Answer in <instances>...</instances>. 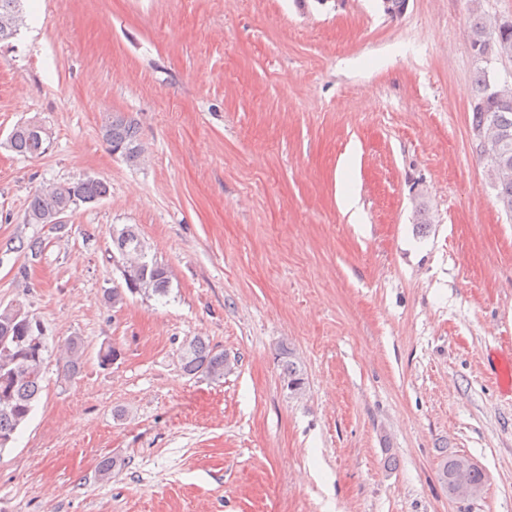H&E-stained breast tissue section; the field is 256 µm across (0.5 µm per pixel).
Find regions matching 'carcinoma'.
Listing matches in <instances>:
<instances>
[{"mask_svg": "<svg viewBox=\"0 0 512 512\" xmlns=\"http://www.w3.org/2000/svg\"><path fill=\"white\" fill-rule=\"evenodd\" d=\"M23 22L22 0H0V42L13 38ZM469 48L482 62L512 56V22L504 25L497 19L475 14L469 33ZM476 94L471 104L472 128L480 156L497 173L494 187L503 210L512 213V84H498L485 68L475 74ZM38 120L17 124L7 139V146L22 156L37 157L47 151L51 133L37 131ZM102 136L114 154L135 163L142 146L131 120L113 113L105 116ZM109 193V185L97 178L55 185L32 194L25 212L28 224H58L59 215L72 212L87 201H99ZM112 246L125 261L123 277L126 289L114 288L108 296L112 306L124 303L125 292L163 296L170 288L168 269L145 260L138 231L131 225L112 230ZM46 342L34 329L28 314L20 306L0 309V437H13L24 424L41 392ZM85 348L78 336L64 343L62 373L71 378L83 366ZM283 380L293 394L305 386L303 372L294 361L291 349L280 351ZM182 370L187 375L204 374L214 381L224 379L232 370L222 352H216L201 336L188 341L181 354ZM468 459L452 457L440 469L446 486L464 483L482 488L484 471L467 465Z\"/></svg>", "mask_w": 512, "mask_h": 512, "instance_id": "cac0c4a2", "label": "carcinoma"}]
</instances>
